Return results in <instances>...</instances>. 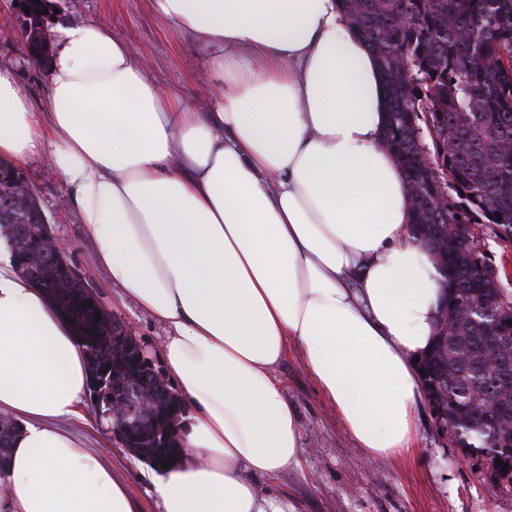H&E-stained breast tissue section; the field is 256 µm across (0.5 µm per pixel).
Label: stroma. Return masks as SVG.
Masks as SVG:
<instances>
[{"label": "stroma", "instance_id": "1", "mask_svg": "<svg viewBox=\"0 0 512 512\" xmlns=\"http://www.w3.org/2000/svg\"><path fill=\"white\" fill-rule=\"evenodd\" d=\"M45 27L55 22L96 20L113 35L128 40L150 65L159 87L189 109L202 108L219 92L202 65L197 41L169 27L152 0H50ZM0 65L10 68L33 109L47 93L46 68L31 60L21 36L23 18L9 0H0ZM21 173L36 193L71 264L95 289L112 318L124 324L147 351L155 369L165 371L160 346L166 328L141 311L114 286L96 262L94 246L72 209L63 208L60 175L44 157L33 158ZM275 374L294 403L301 425L298 468L277 483L260 481V489L277 486L293 496L300 512H512V493L494 489L489 465L478 453L459 448L453 436L437 427L431 408L419 416L417 446L410 455L369 461L360 466V450L331 411L304 366L298 345ZM77 441L100 452L127 477L142 512H158L151 463L137 458L113 437L91 400L83 402L82 419L65 422Z\"/></svg>", "mask_w": 512, "mask_h": 512}]
</instances>
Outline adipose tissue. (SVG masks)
Listing matches in <instances>:
<instances>
[{
    "label": "adipose tissue",
    "mask_w": 512,
    "mask_h": 512,
    "mask_svg": "<svg viewBox=\"0 0 512 512\" xmlns=\"http://www.w3.org/2000/svg\"><path fill=\"white\" fill-rule=\"evenodd\" d=\"M153 3L201 45L207 111L161 93L104 24L59 25L42 111L0 67V157L48 153L97 263L168 330L184 412L161 512H298L256 485L300 463L275 375L289 344L364 459L406 455L442 276L411 242L383 78L337 0ZM88 386L71 327L0 253V413L19 423L0 512H141L62 426Z\"/></svg>",
    "instance_id": "adipose-tissue-1"
}]
</instances>
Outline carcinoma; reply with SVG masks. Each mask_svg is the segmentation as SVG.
Returning <instances> with one entry per match:
<instances>
[{
  "label": "carcinoma",
  "mask_w": 512,
  "mask_h": 512,
  "mask_svg": "<svg viewBox=\"0 0 512 512\" xmlns=\"http://www.w3.org/2000/svg\"><path fill=\"white\" fill-rule=\"evenodd\" d=\"M350 24L364 38L386 79L389 121L383 144L402 166L414 212L412 242L424 249L443 240L464 244L470 238L480 247L479 226L512 240V0H340ZM28 54L39 64L49 62L42 37L24 38ZM422 96H417V93ZM435 119L429 127L427 117ZM432 162L443 158L442 180L448 207L433 205L423 175L421 149ZM19 188L12 165L0 159V225L15 229L13 244L28 252L43 223L36 199L18 210L13 198ZM446 270L440 314L472 310L478 299L500 296L502 303L486 304L464 324L456 339L458 356L444 354L436 338L423 371L428 395L442 389L441 405L448 429L460 447L486 455L495 486L512 492V455L498 450L493 435L512 433L506 423L494 424L475 416L472 395H497L512 406V393L498 385L501 368L487 337L512 330V292L494 285V268L484 254L456 260L436 255ZM48 299L69 318L85 348L90 375L106 372V388L121 396L144 393L154 383L151 365H135L136 341L113 338L114 320L106 310L92 314L78 305L80 282L61 276L58 266L44 262L32 268ZM100 321H95V317ZM133 452L160 467L178 456L177 437L164 439L149 415L139 416ZM17 423L0 415V464L9 456ZM509 469L501 470V464Z\"/></svg>",
  "instance_id": "obj_1"
}]
</instances>
